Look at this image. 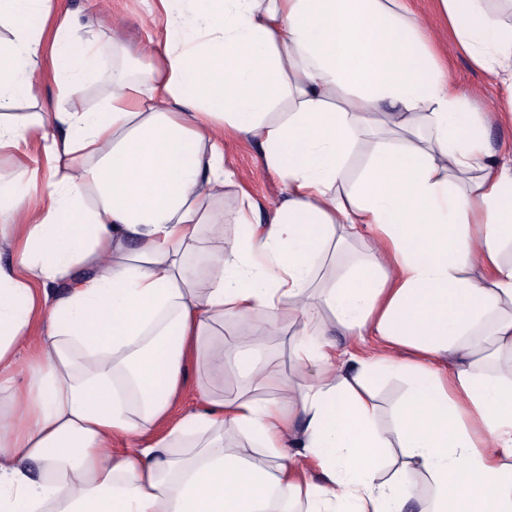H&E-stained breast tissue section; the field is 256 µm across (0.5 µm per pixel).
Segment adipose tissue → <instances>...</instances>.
<instances>
[{
    "instance_id": "adipose-tissue-1",
    "label": "adipose tissue",
    "mask_w": 512,
    "mask_h": 512,
    "mask_svg": "<svg viewBox=\"0 0 512 512\" xmlns=\"http://www.w3.org/2000/svg\"><path fill=\"white\" fill-rule=\"evenodd\" d=\"M160 2L162 47L113 71L101 111L51 113L36 159L32 125L3 114L41 88L48 15L0 0V512H406L424 478L420 512H512V151L485 137L512 124V26L439 0L505 93L473 112L406 0ZM79 31L64 16L53 42L77 101L99 56ZM228 131L284 184L265 222L246 196L216 207L236 184ZM351 239L367 259L312 292L325 246ZM259 311L268 324L210 343ZM282 317L301 325L286 380L260 357ZM329 324L382 348L342 358ZM192 363L203 406L177 416ZM229 365L250 390L214 391ZM382 373L409 381L388 428ZM228 430L259 456L225 447Z\"/></svg>"
}]
</instances>
